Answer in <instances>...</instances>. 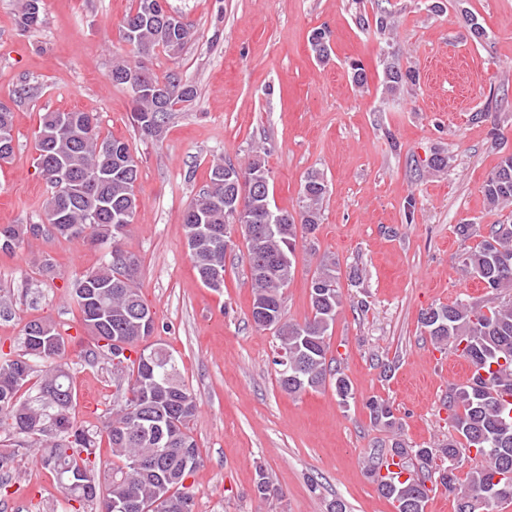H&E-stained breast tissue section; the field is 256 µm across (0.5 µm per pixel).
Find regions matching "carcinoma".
<instances>
[{
    "mask_svg": "<svg viewBox=\"0 0 512 512\" xmlns=\"http://www.w3.org/2000/svg\"><path fill=\"white\" fill-rule=\"evenodd\" d=\"M23 30L43 24L44 0H18ZM455 7L476 42L489 38L487 30L466 7ZM363 29L379 36L394 30L392 12L378 8L373 17L359 14ZM121 39L131 46L134 59L116 57L108 74L112 84L128 92L131 119L140 137L162 138L166 125H156L159 112L171 116L181 103L197 96L194 85L176 74L159 79L147 59L161 49L170 56L182 52L195 37L194 26L183 17L163 12L159 0H131L119 24ZM309 44L322 62L331 59L330 31L313 29ZM419 71L400 64L396 52L384 62L383 85L395 97L417 85ZM14 109L0 107V162L14 152ZM40 175L51 196L40 221L0 225V253L11 254L40 237L87 238L94 246L111 247L109 258L97 269L72 282L71 297L81 325L93 339L84 353L88 363L112 366L117 394L109 417L87 427L76 419L77 395L68 362L71 337L49 320L26 323L18 352H0V425L10 432L40 442V466L54 480L84 473L83 484L62 487L65 512H108L107 501H122L129 512H139L145 501H160L159 512H194V495L186 479L201 465L198 445L188 431L197 412L196 396L187 387L178 362L166 345L150 341L155 332L153 315L140 295L141 263L124 250L121 240L140 206L137 195L139 165L126 141L103 133L97 118L87 112L50 111L39 117L35 133ZM434 172L448 171V152L436 149L427 161ZM482 193L487 209L512 206V153L501 156L486 175ZM329 194L324 175L311 171L300 186L298 212L272 206L270 176L265 161L254 154L235 165L218 160L208 183L183 215L187 247L193 268L204 287L224 290V226L236 223L243 211L265 230L251 236L244 225L252 288L251 315L256 326L275 331L279 344L274 358L277 382L289 396L316 390L331 382L343 405L354 399L349 379L340 371L329 373V330L342 304L336 259L319 260L310 283L311 315L303 323L285 319L283 289L296 268L298 230L314 233L323 218ZM463 271L489 289L493 300L485 315L457 301L421 313L420 326L431 314L437 317L431 341L452 345L472 366V382L448 386V418L453 433L430 446L412 448L399 437L380 450L370 468L380 495L396 512H425L430 489L426 482L455 493V512H477L479 506L512 501V223L492 224L488 236L463 254ZM85 283L98 285L91 299L78 293ZM38 379L33 396L21 394ZM371 422L393 433L402 429L401 418L386 399L366 402ZM107 443L116 463L99 480L101 459L96 449ZM478 448L465 479L457 475L455 457L464 446ZM407 468L418 463L422 476L399 481L380 470L392 461Z\"/></svg>",
    "mask_w": 512,
    "mask_h": 512,
    "instance_id": "1",
    "label": "carcinoma"
}]
</instances>
